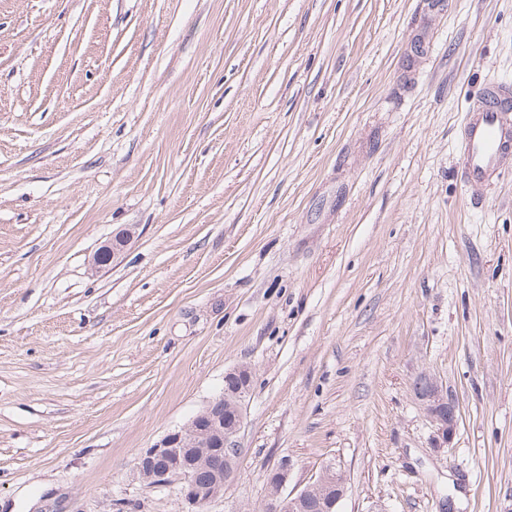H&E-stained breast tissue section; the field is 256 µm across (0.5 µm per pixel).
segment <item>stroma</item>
Masks as SVG:
<instances>
[{"label":"stroma","instance_id":"35a3bbf8","mask_svg":"<svg viewBox=\"0 0 512 512\" xmlns=\"http://www.w3.org/2000/svg\"><path fill=\"white\" fill-rule=\"evenodd\" d=\"M493 81L512 0H0V512H189L137 459L241 365L200 512L284 459L340 512H512V161L457 164ZM415 393L426 419L434 429V448L447 447L458 426L456 402L445 397L438 383L425 375L417 381Z\"/></svg>","mask_w":512,"mask_h":512}]
</instances>
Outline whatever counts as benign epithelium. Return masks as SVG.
Listing matches in <instances>:
<instances>
[{"mask_svg": "<svg viewBox=\"0 0 512 512\" xmlns=\"http://www.w3.org/2000/svg\"><path fill=\"white\" fill-rule=\"evenodd\" d=\"M131 237L132 232L128 229L118 233L112 243L104 247L96 262H102L103 257L111 254L118 255ZM251 378L250 368L244 366L225 373L227 386L219 395L185 426L142 452L137 470L147 486L163 487L177 478L184 500L195 507L221 494L224 484L234 476L237 459L242 453L239 434L244 423L243 402L249 393ZM415 393L434 429V447H447L458 426L456 402L445 397L438 383L425 375L417 381ZM213 453L224 455L226 467L204 486L198 481L197 464ZM289 471L286 460L267 471L266 481L276 484L278 491L267 499L264 512H306L313 499L318 503L319 512H340L345 483H336L335 465L327 466L315 483L285 495L283 489L288 483Z\"/></svg>", "mask_w": 512, "mask_h": 512, "instance_id": "benign-epithelium-1", "label": "benign epithelium"}]
</instances>
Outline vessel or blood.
I'll return each instance as SVG.
<instances>
[{
    "instance_id": "obj_1",
    "label": "vessel or blood",
    "mask_w": 512,
    "mask_h": 512,
    "mask_svg": "<svg viewBox=\"0 0 512 512\" xmlns=\"http://www.w3.org/2000/svg\"><path fill=\"white\" fill-rule=\"evenodd\" d=\"M467 184L478 186L498 175L512 157V85H491L468 112L460 138Z\"/></svg>"
}]
</instances>
